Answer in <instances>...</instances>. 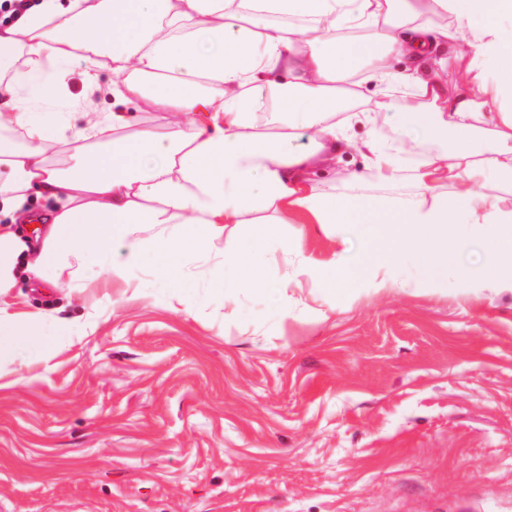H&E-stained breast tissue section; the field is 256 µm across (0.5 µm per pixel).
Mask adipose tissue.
I'll use <instances>...</instances> for the list:
<instances>
[{"mask_svg": "<svg viewBox=\"0 0 512 512\" xmlns=\"http://www.w3.org/2000/svg\"><path fill=\"white\" fill-rule=\"evenodd\" d=\"M447 15L476 43L466 67L475 93L449 96L441 81ZM294 16L311 29L289 25ZM487 16L512 18V0H40L0 30V214L24 211L35 196L51 203L39 246L0 224V364L49 360L57 336L76 330L48 313L14 312L20 281L54 283L65 270L73 289L102 274L132 292L150 253L171 286L189 258L237 268L259 286L253 252L282 224L327 230L381 212L393 253H411L427 275L447 274L474 243L488 272H512V209L499 195L512 187V109L500 106L512 92V53L499 25L472 30ZM274 18L282 26L271 28ZM78 56L87 95L68 111H42L66 97ZM395 58L410 67L392 70ZM368 82L386 99L365 94ZM271 93L278 119L268 134L255 118ZM100 94L111 95V110ZM394 97L405 134L450 130L464 141L408 168L398 143L350 135L353 121L387 120ZM347 100L361 103L356 117L342 115ZM144 108L171 115L167 129L139 126ZM349 149L367 157L349 183L390 196L318 185V168ZM254 213L264 219L244 231V246L213 259L225 226Z\"/></svg>", "mask_w": 512, "mask_h": 512, "instance_id": "obj_1", "label": "adipose tissue"}]
</instances>
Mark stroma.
<instances>
[{
  "instance_id": "obj_1",
  "label": "stroma",
  "mask_w": 512,
  "mask_h": 512,
  "mask_svg": "<svg viewBox=\"0 0 512 512\" xmlns=\"http://www.w3.org/2000/svg\"><path fill=\"white\" fill-rule=\"evenodd\" d=\"M405 164L456 132L403 136ZM346 226L306 228L325 264ZM266 287L190 261L182 292L137 273L83 292L22 288L13 309L76 321L33 379L0 378V512H512V281L429 280L397 258L399 288L365 278L295 286L278 237Z\"/></svg>"
}]
</instances>
